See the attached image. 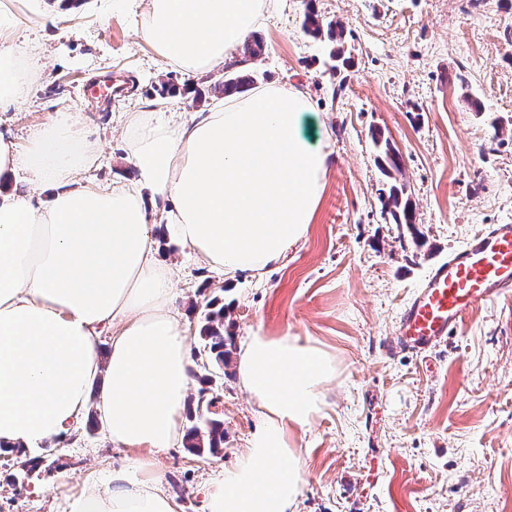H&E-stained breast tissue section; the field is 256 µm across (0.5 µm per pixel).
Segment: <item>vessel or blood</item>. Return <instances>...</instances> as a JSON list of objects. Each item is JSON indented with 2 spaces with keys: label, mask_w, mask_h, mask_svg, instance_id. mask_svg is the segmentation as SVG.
<instances>
[{
  "label": "vessel or blood",
  "mask_w": 512,
  "mask_h": 512,
  "mask_svg": "<svg viewBox=\"0 0 512 512\" xmlns=\"http://www.w3.org/2000/svg\"><path fill=\"white\" fill-rule=\"evenodd\" d=\"M512 293V224H494L436 265L403 308L396 340L431 353L480 303Z\"/></svg>",
  "instance_id": "obj_1"
}]
</instances>
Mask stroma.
Returning <instances> with one entry per match:
<instances>
[{"mask_svg":"<svg viewBox=\"0 0 512 512\" xmlns=\"http://www.w3.org/2000/svg\"><path fill=\"white\" fill-rule=\"evenodd\" d=\"M112 3L82 0L20 33L19 51H36L42 69L20 110L0 112V133L25 146L52 112L73 107L102 145L92 177L121 184L132 175L127 113L162 112L177 97L182 119H202L223 98L228 69L189 77L162 68L139 31L146 0ZM309 4L344 28L351 65L342 72L330 43L303 31ZM257 32L254 84L309 96L306 128L329 153L326 184L306 239L260 277L224 278L172 240H154L175 263L172 306L194 362L206 358L200 328L215 299L236 341L287 333L335 357L321 415L294 435L305 470L296 512H512V296L480 304L428 357L387 347L436 263L488 226L512 224V10L472 0H286ZM108 75L126 87L109 101L91 91ZM376 130L402 159L389 178ZM393 181L407 186L414 226L384 208L380 192ZM220 395V455L179 443L155 456L164 481L180 486L176 512H205L207 485L261 425L235 362ZM37 454L44 463L25 487L8 480L14 456H0V512H68L87 480L106 485L135 452L84 419Z\"/></svg>","mask_w":512,"mask_h":512,"instance_id":"35a3bbf8","label":"stroma"}]
</instances>
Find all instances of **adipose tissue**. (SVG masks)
<instances>
[{"instance_id":"adipose-tissue-1","label":"adipose tissue","mask_w":512,"mask_h":512,"mask_svg":"<svg viewBox=\"0 0 512 512\" xmlns=\"http://www.w3.org/2000/svg\"><path fill=\"white\" fill-rule=\"evenodd\" d=\"M272 0H148L142 37L165 66L211 70L241 46ZM68 0H0V112L17 110L39 68L13 42L21 27L69 13ZM302 91L269 86L225 98L203 119L127 115L134 186L89 178L101 144L59 108L26 149L0 135V448H33L71 433L90 392L113 445L141 450L70 502V512H175L152 455L172 447L193 382L182 317L171 309L173 264L163 235L224 276L261 274L306 238L329 153L305 133ZM25 180L45 203L14 191ZM165 203L148 219L147 197ZM111 327L107 357L98 336ZM262 411L245 453L206 489V512H293L303 462L292 433L321 413L336 359L296 336L254 334L236 362Z\"/></svg>"}]
</instances>
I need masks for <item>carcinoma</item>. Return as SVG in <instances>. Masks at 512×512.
Listing matches in <instances>:
<instances>
[{
	"label": "carcinoma",
	"mask_w": 512,
	"mask_h": 512,
	"mask_svg": "<svg viewBox=\"0 0 512 512\" xmlns=\"http://www.w3.org/2000/svg\"><path fill=\"white\" fill-rule=\"evenodd\" d=\"M303 30L313 38H325L336 44V50L330 52V57L343 66L348 65L349 58L344 56L342 48L344 30L339 24L324 20L310 6L304 15ZM251 83H253V77L250 75H232L224 80V92H240ZM373 142L376 146L382 147L385 154L386 163L381 165L382 173L388 177L391 171L400 170L401 157L391 148L389 142L383 141L382 132L373 133ZM382 197L384 206L391 214L394 223L415 225L414 209L405 185H390L388 192L382 193ZM208 307L205 322L200 329V338L204 341L203 351L207 356V363L203 364L206 374L200 378L201 388L198 391L196 411L190 414V419L194 420V423L186 433L185 442L186 447L197 455L206 451L212 456H217L224 448V421L213 416L211 411V407L218 402V397L209 398L207 394L219 387L217 378L224 372L230 349L234 345V338L230 334H224V305L214 300L209 302ZM16 464L17 470L11 475V483L14 485L30 479L41 468L43 458H31L27 455V451L18 449Z\"/></svg>",
	"instance_id": "obj_1"
}]
</instances>
